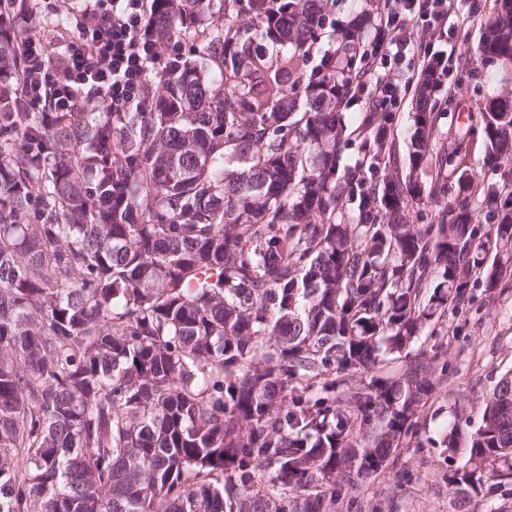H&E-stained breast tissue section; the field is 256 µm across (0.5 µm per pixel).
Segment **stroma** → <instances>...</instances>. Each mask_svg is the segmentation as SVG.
Returning a JSON list of instances; mask_svg holds the SVG:
<instances>
[{"label":"stroma","mask_w":512,"mask_h":512,"mask_svg":"<svg viewBox=\"0 0 512 512\" xmlns=\"http://www.w3.org/2000/svg\"><path fill=\"white\" fill-rule=\"evenodd\" d=\"M449 29L430 30L414 38L402 64H391L390 75L419 79L431 50L444 65L439 97L455 96L461 112L476 109L473 86L479 80L477 62L465 59L476 46L480 27L492 12L494 0H454ZM448 371L429 399L419 420L421 446L404 449L403 476L384 473L353 491L350 512H456L455 499L444 476L455 458L437 441L452 419L458 398L469 402L467 412L477 416L482 400L492 393L501 375L512 368V288L473 290V300L448 319V341L442 348Z\"/></svg>","instance_id":"1"}]
</instances>
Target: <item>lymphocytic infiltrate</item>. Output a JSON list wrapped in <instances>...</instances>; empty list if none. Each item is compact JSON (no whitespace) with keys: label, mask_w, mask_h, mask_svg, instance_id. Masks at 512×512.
<instances>
[{"label":"lymphocytic infiltrate","mask_w":512,"mask_h":512,"mask_svg":"<svg viewBox=\"0 0 512 512\" xmlns=\"http://www.w3.org/2000/svg\"><path fill=\"white\" fill-rule=\"evenodd\" d=\"M400 2L401 12L380 19L388 34L380 51L384 58L402 55L411 40V22L419 19L431 28L449 20L447 0ZM149 9L150 0H84L75 12L78 38L57 48L39 38L21 39L16 47L24 63L17 77L20 109L39 111L50 100L56 111L68 112L87 89L116 112L139 106L148 75L166 62L148 38Z\"/></svg>","instance_id":"1"}]
</instances>
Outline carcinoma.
I'll return each mask as SVG.
<instances>
[{
    "instance_id": "obj_1",
    "label": "carcinoma",
    "mask_w": 512,
    "mask_h": 512,
    "mask_svg": "<svg viewBox=\"0 0 512 512\" xmlns=\"http://www.w3.org/2000/svg\"><path fill=\"white\" fill-rule=\"evenodd\" d=\"M152 2L175 51L128 112L20 111L0 14V512H345L448 367L389 364L512 282V90L442 140L431 60L401 176L396 113L346 120L378 0ZM476 59L512 74V0ZM439 444L459 509L512 485V370Z\"/></svg>"
}]
</instances>
